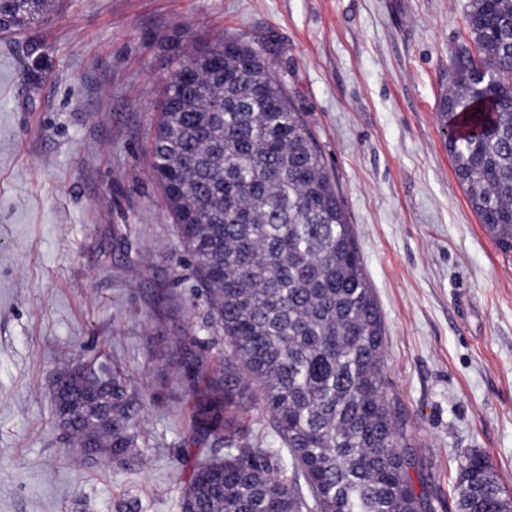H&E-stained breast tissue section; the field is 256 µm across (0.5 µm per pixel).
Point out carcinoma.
Returning a JSON list of instances; mask_svg holds the SVG:
<instances>
[{
    "label": "carcinoma",
    "instance_id": "cac0c4a2",
    "mask_svg": "<svg viewBox=\"0 0 512 512\" xmlns=\"http://www.w3.org/2000/svg\"><path fill=\"white\" fill-rule=\"evenodd\" d=\"M57 0H0V36ZM439 119L458 182L512 253V0H468ZM150 166L206 298L204 335L172 340L196 461L181 512H432L383 379L384 324L336 181L271 64L244 39L199 50L168 80ZM52 389L66 456L138 457L146 394L120 368L70 362ZM266 416L278 448L239 420ZM459 512H512L489 461L458 464Z\"/></svg>",
    "mask_w": 512,
    "mask_h": 512
}]
</instances>
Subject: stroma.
<instances>
[{
	"label": "stroma",
	"instance_id": "1",
	"mask_svg": "<svg viewBox=\"0 0 512 512\" xmlns=\"http://www.w3.org/2000/svg\"><path fill=\"white\" fill-rule=\"evenodd\" d=\"M467 0H61L0 38V512H181L191 398L169 362L202 291L148 164L166 82L206 43L273 64L335 176L385 326L387 395L459 512L458 458L512 492V253L456 179L438 110ZM106 353L159 393L143 464H76L51 387Z\"/></svg>",
	"mask_w": 512,
	"mask_h": 512
}]
</instances>
